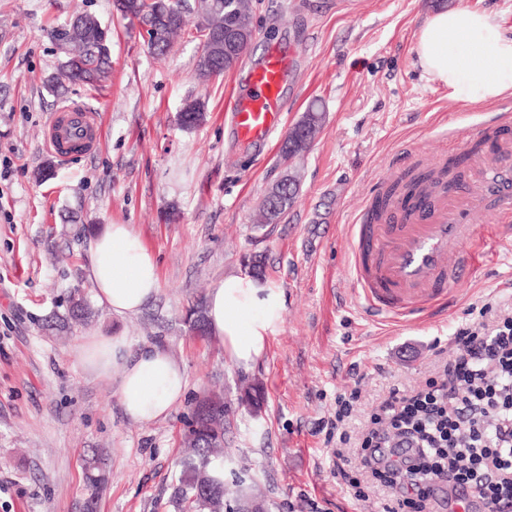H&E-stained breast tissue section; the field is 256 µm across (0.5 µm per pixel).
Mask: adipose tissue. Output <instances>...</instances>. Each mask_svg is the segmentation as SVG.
Returning <instances> with one entry per match:
<instances>
[{"instance_id": "obj_1", "label": "adipose tissue", "mask_w": 512, "mask_h": 512, "mask_svg": "<svg viewBox=\"0 0 512 512\" xmlns=\"http://www.w3.org/2000/svg\"><path fill=\"white\" fill-rule=\"evenodd\" d=\"M416 54L425 74L462 100L494 102L512 95V34L502 31L493 13L432 12L418 32ZM89 252L94 296L114 315L136 314L158 294L156 261L131 225H105L92 235ZM281 307L278 290L248 274L230 275L208 294L205 316L226 356L247 365L263 356ZM80 359L92 372L118 375L119 401L132 420L167 416L184 397V367L161 347L132 356L124 337L96 335L82 346Z\"/></svg>"}]
</instances>
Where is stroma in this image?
<instances>
[{"instance_id": "1", "label": "stroma", "mask_w": 512, "mask_h": 512, "mask_svg": "<svg viewBox=\"0 0 512 512\" xmlns=\"http://www.w3.org/2000/svg\"><path fill=\"white\" fill-rule=\"evenodd\" d=\"M435 7L491 11L512 33V0H252L250 53L204 82L194 30L159 59L113 0H0V154L14 162L0 180V512H81L94 448L109 471L99 512H177L185 423L210 392L231 409L227 480L257 484L269 512H381L374 493L352 499L333 472L325 422L337 394L357 391L364 417L390 388L425 384L470 304L489 298L512 313V239L477 255L446 308L416 325L369 317L349 270L347 226L387 190L389 169L430 167L497 109L423 73L416 38ZM77 13L109 28L112 80L58 90L62 57L49 32ZM274 43L293 50L286 125L312 106L326 120L298 164L295 203L258 228L254 213L287 169L279 142L235 139L224 104ZM194 99L205 119L182 128L178 114ZM72 103L97 110L101 143L62 159L46 149L45 125ZM48 165L52 177L35 182ZM106 224L132 225L157 262L158 295L133 316L96 303L68 333L47 330L73 289L91 291L88 240ZM254 257L283 308L263 357L243 366L216 338L193 335L186 311L224 276L249 273ZM112 333L131 353L157 344L184 365L186 393L167 417L129 419L117 378L81 365L82 344ZM248 382L264 388L260 411L238 400Z\"/></svg>"}]
</instances>
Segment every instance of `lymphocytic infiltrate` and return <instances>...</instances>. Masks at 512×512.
Segmentation results:
<instances>
[{
    "label": "lymphocytic infiltrate",
    "instance_id": "f902f5d3",
    "mask_svg": "<svg viewBox=\"0 0 512 512\" xmlns=\"http://www.w3.org/2000/svg\"><path fill=\"white\" fill-rule=\"evenodd\" d=\"M489 302L448 343V364L420 390L389 391L359 463L385 498L382 512H433L472 490L483 512H512V315Z\"/></svg>",
    "mask_w": 512,
    "mask_h": 512
}]
</instances>
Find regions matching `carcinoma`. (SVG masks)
Returning <instances> with one entry per match:
<instances>
[{
  "mask_svg": "<svg viewBox=\"0 0 512 512\" xmlns=\"http://www.w3.org/2000/svg\"><path fill=\"white\" fill-rule=\"evenodd\" d=\"M224 2L225 0H113L117 13L124 19L137 22L149 37L147 45L156 55L165 54L176 37L185 33L190 22L189 14L196 17L201 53L213 58L211 65L197 63V70L204 78L224 74L233 67L236 58L246 54L251 42L239 46L235 57H224ZM65 61L61 67L60 82L101 86L111 76L112 62L109 51V29L90 14H80L68 23L51 32ZM204 120L203 105L197 101L187 103L179 113L180 125L192 128ZM460 161L451 160L448 168L441 171L420 170L399 178L392 183L383 196L377 198L370 208V222H378L389 209L406 208L409 202L428 183L441 184L448 188L458 177ZM294 203V196L288 195V185H283L276 198L263 199L259 223L271 224L280 220ZM87 303L79 288L71 296L69 316L74 320L84 318ZM193 328L197 335L208 334L205 308L197 303L190 310ZM221 395L216 399L196 404L184 443L185 457L180 461L178 485L174 498L188 504L191 512H224L225 481L212 475L216 464H224L223 457L215 449L224 447V425L228 417L227 407L221 404ZM264 399L263 387L253 383L243 390L240 401L255 409L260 408ZM107 481L101 457L94 453L85 460L84 512H97L99 494Z\"/></svg>",
  "mask_w": 512,
  "mask_h": 512,
  "instance_id": "obj_1",
  "label": "carcinoma"
}]
</instances>
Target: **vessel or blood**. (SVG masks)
<instances>
[{
  "label": "vessel or blood",
  "mask_w": 512,
  "mask_h": 512,
  "mask_svg": "<svg viewBox=\"0 0 512 512\" xmlns=\"http://www.w3.org/2000/svg\"><path fill=\"white\" fill-rule=\"evenodd\" d=\"M290 58L286 48H267L246 72L245 92L228 98L235 137L244 143L269 141L288 111ZM84 135L86 151L100 143L99 116L82 106L59 109L45 130V144L59 151L66 131ZM440 189L422 194V203L399 224H357L351 269L366 311L393 323H417L430 309L444 305L453 286L469 271L473 252L493 238L512 237V196L498 201L499 222L481 228L466 214L445 215Z\"/></svg>",
  "instance_id": "b4317fda"
}]
</instances>
